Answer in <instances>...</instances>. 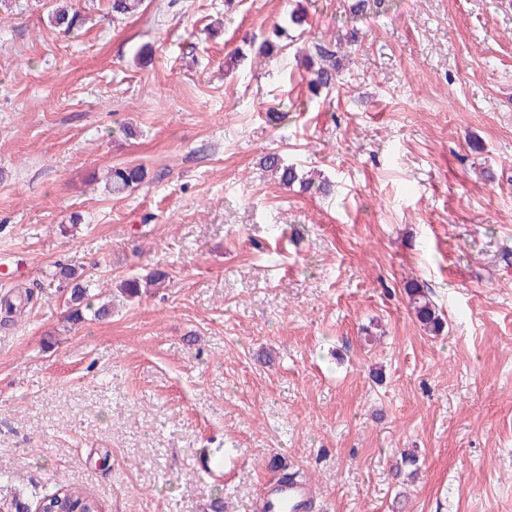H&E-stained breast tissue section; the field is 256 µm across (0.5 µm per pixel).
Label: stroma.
Masks as SVG:
<instances>
[{
    "label": "stroma",
    "mask_w": 512,
    "mask_h": 512,
    "mask_svg": "<svg viewBox=\"0 0 512 512\" xmlns=\"http://www.w3.org/2000/svg\"><path fill=\"white\" fill-rule=\"evenodd\" d=\"M68 3L66 34L53 0H0V297L34 293L0 313V495L260 512L273 459L310 512H512V0ZM340 39L344 83L310 100L302 53ZM126 165L145 181L109 193ZM58 263L111 319L67 320ZM48 17L50 24L63 33L73 32L81 25L83 20L78 11L72 7L64 8L63 6L53 9ZM263 166L286 187L293 186L296 182H299L303 190H309L314 184L312 181L307 182L300 178L296 168L293 165H285L277 154L265 156ZM169 274L165 271L154 270L141 277H131L122 281L121 291L129 297H136L148 288H160ZM405 290L417 320L429 332L436 335L441 334L445 329L446 322L425 289L419 283L411 282Z\"/></svg>",
    "instance_id": "obj_1"
}]
</instances>
